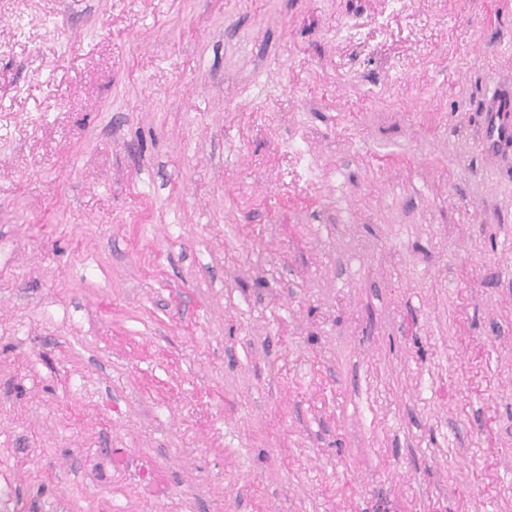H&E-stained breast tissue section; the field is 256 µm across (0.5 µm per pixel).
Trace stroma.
I'll return each mask as SVG.
<instances>
[{
  "instance_id": "obj_1",
  "label": "stroma",
  "mask_w": 512,
  "mask_h": 512,
  "mask_svg": "<svg viewBox=\"0 0 512 512\" xmlns=\"http://www.w3.org/2000/svg\"><path fill=\"white\" fill-rule=\"evenodd\" d=\"M512 0H0V512H512Z\"/></svg>"
}]
</instances>
